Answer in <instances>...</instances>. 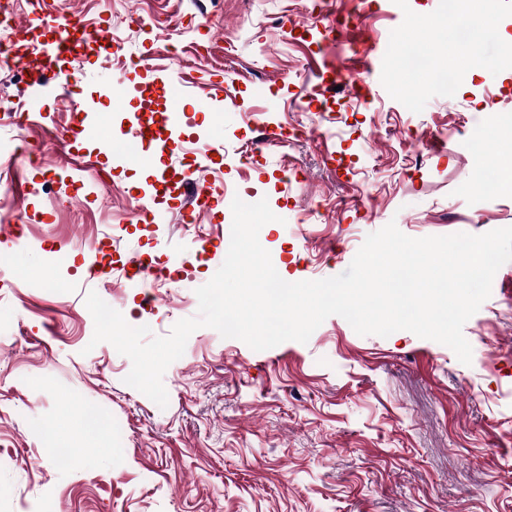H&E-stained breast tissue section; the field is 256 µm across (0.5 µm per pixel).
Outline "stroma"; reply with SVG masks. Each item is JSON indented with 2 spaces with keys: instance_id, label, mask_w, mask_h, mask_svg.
<instances>
[{
  "instance_id": "stroma-1",
  "label": "stroma",
  "mask_w": 512,
  "mask_h": 512,
  "mask_svg": "<svg viewBox=\"0 0 512 512\" xmlns=\"http://www.w3.org/2000/svg\"><path fill=\"white\" fill-rule=\"evenodd\" d=\"M59 2L123 50L71 58L39 88L25 67H0L12 200L0 225L20 227L0 233V512H512V262L463 327L470 364L407 330L358 335L338 315L263 351L203 327L164 373V408L125 384L128 357L92 344L85 304L107 296L157 336L197 314L232 212L219 204L185 230L171 181L153 195L155 224L138 223L161 169L267 198L277 219L260 243L289 282L343 273L391 222L412 238L512 227V192L459 189L499 160L477 135L512 141V124H494L512 117V68H471L415 113L380 81L403 21L394 0H327L320 20L309 0ZM164 37L181 41L180 61L157 53ZM360 59L354 86L333 90L337 67ZM170 66L181 81L158 96ZM76 108L97 138L68 151L48 131ZM174 108L173 151L105 152L133 114L160 122ZM61 168L80 192L52 182ZM149 260L160 279L117 270Z\"/></svg>"
}]
</instances>
